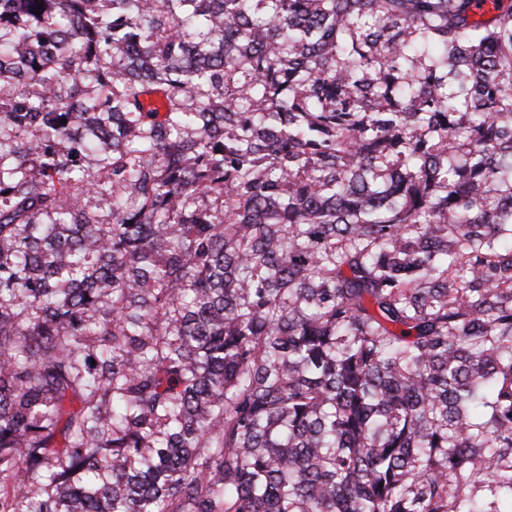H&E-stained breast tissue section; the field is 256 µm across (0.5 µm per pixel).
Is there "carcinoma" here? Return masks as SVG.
I'll list each match as a JSON object with an SVG mask.
<instances>
[{"instance_id": "obj_1", "label": "carcinoma", "mask_w": 512, "mask_h": 512, "mask_svg": "<svg viewBox=\"0 0 512 512\" xmlns=\"http://www.w3.org/2000/svg\"><path fill=\"white\" fill-rule=\"evenodd\" d=\"M475 8L0 0V512H512Z\"/></svg>"}]
</instances>
